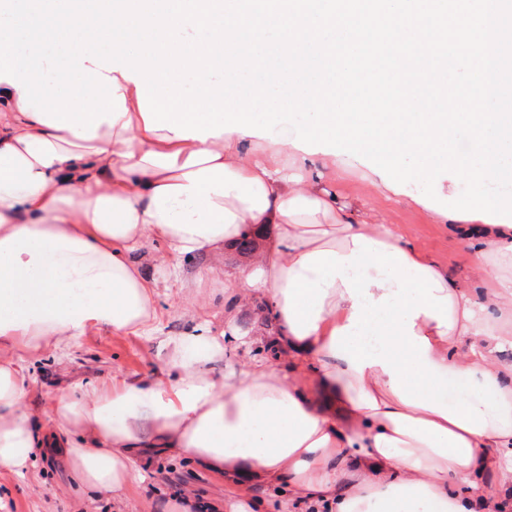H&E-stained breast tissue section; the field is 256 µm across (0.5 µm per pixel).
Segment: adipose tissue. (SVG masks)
<instances>
[{"instance_id":"obj_1","label":"adipose tissue","mask_w":512,"mask_h":512,"mask_svg":"<svg viewBox=\"0 0 512 512\" xmlns=\"http://www.w3.org/2000/svg\"><path fill=\"white\" fill-rule=\"evenodd\" d=\"M127 113L90 139L42 124L0 82V475L28 474L56 438L80 483L121 496L160 448L229 481L278 489L315 512H491L512 489V226L434 213L473 257L472 284L406 235L370 223L327 179L336 157L226 132L205 140ZM255 259L224 279V332L170 337L174 380L113 376L61 394L45 422L24 408L29 356L67 359L108 328L147 337L162 311L143 255L199 256L181 305L244 227ZM264 298L279 360L215 378L243 309Z\"/></svg>"}]
</instances>
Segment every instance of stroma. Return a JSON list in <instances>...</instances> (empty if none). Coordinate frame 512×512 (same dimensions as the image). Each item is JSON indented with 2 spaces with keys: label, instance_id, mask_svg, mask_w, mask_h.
<instances>
[{
  "label": "stroma",
  "instance_id": "stroma-1",
  "mask_svg": "<svg viewBox=\"0 0 512 512\" xmlns=\"http://www.w3.org/2000/svg\"><path fill=\"white\" fill-rule=\"evenodd\" d=\"M336 190L348 202L365 207L371 214L392 224L409 236L444 269L466 279L473 259L429 214L410 200L396 201L373 186L363 168L348 166L336 172ZM243 262L241 256L228 254L220 274L214 275L207 288L215 296V305L205 316H190L179 307V296L164 271L150 267L159 281V299L163 313L161 333L146 339L121 336L99 329L84 336L67 363H58L52 353L32 358L29 366L28 393L24 408L44 419L61 393L80 391L87 382L111 381L113 374L154 375L175 378L168 367L171 352L165 339L187 336L202 323L213 332L224 329V276ZM236 484L207 471L184 458L152 457L144 483L123 499L117 500L79 489L63 459L39 461L26 478L0 476V512H151V503L186 491L205 501L220 505L236 492Z\"/></svg>",
  "mask_w": 512,
  "mask_h": 512
}]
</instances>
